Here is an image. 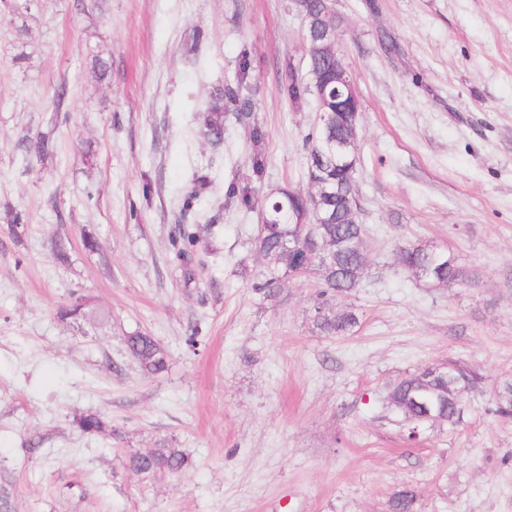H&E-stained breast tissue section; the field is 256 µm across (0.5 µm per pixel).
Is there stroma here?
Masks as SVG:
<instances>
[{"instance_id": "35a3bbf8", "label": "stroma", "mask_w": 512, "mask_h": 512, "mask_svg": "<svg viewBox=\"0 0 512 512\" xmlns=\"http://www.w3.org/2000/svg\"><path fill=\"white\" fill-rule=\"evenodd\" d=\"M378 5L337 0L362 103L369 267L336 300L357 312L356 331L332 339L313 328L312 281L283 278L271 301L252 289L267 194L307 187L316 99L280 91L286 64L304 65L291 0H0V474L12 512H389L404 487L416 512H512V419L494 412L512 378V0ZM244 57L253 108L225 103L216 147L205 112ZM41 132L50 153L26 154ZM232 182L252 187L250 206L227 195ZM178 224L197 238L189 278ZM417 242L447 245L468 284L404 271L397 249ZM76 290L104 317L60 320ZM137 329L169 350L167 372L144 376L129 357L122 337ZM448 360L480 377L463 421L408 441L387 387ZM88 410L113 433H80L72 417ZM164 440L189 454L187 471L144 480L125 468L128 452Z\"/></svg>"}]
</instances>
